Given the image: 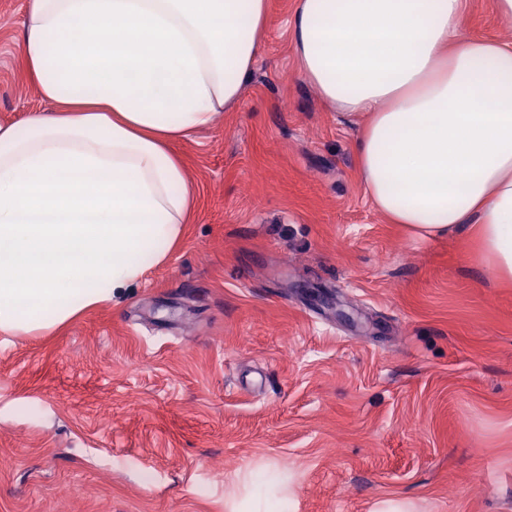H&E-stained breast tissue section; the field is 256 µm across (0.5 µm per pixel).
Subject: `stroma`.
I'll list each match as a JSON object with an SVG mask.
<instances>
[{
    "mask_svg": "<svg viewBox=\"0 0 512 512\" xmlns=\"http://www.w3.org/2000/svg\"><path fill=\"white\" fill-rule=\"evenodd\" d=\"M466 2L464 35L512 40ZM295 5L269 0L239 103L174 145L196 206L170 258L0 334V512H512V283L373 208L360 121L296 71ZM25 8L0 0V124L54 110Z\"/></svg>",
    "mask_w": 512,
    "mask_h": 512,
    "instance_id": "35a3bbf8",
    "label": "stroma"
}]
</instances>
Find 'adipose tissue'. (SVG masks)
<instances>
[{"label":"adipose tissue","mask_w":512,"mask_h":512,"mask_svg":"<svg viewBox=\"0 0 512 512\" xmlns=\"http://www.w3.org/2000/svg\"><path fill=\"white\" fill-rule=\"evenodd\" d=\"M465 0H297L301 78L357 118L374 208L466 231L512 282V42ZM268 0H29L22 54L52 115L0 125V334L47 335L163 263L194 193L174 142L238 103ZM463 34L493 40H512V23L497 15L494 0H466Z\"/></svg>","instance_id":"obj_1"}]
</instances>
